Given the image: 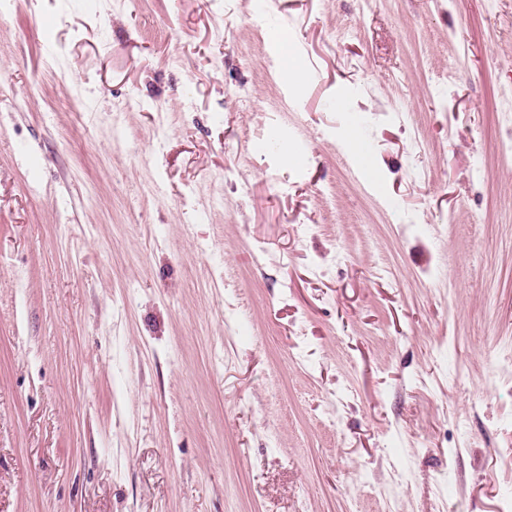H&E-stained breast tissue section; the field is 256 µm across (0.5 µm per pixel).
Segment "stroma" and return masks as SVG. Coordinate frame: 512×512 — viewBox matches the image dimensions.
Wrapping results in <instances>:
<instances>
[{
	"label": "stroma",
	"instance_id": "35a3bbf8",
	"mask_svg": "<svg viewBox=\"0 0 512 512\" xmlns=\"http://www.w3.org/2000/svg\"><path fill=\"white\" fill-rule=\"evenodd\" d=\"M511 131L512 0H0V512H512Z\"/></svg>",
	"mask_w": 512,
	"mask_h": 512
}]
</instances>
